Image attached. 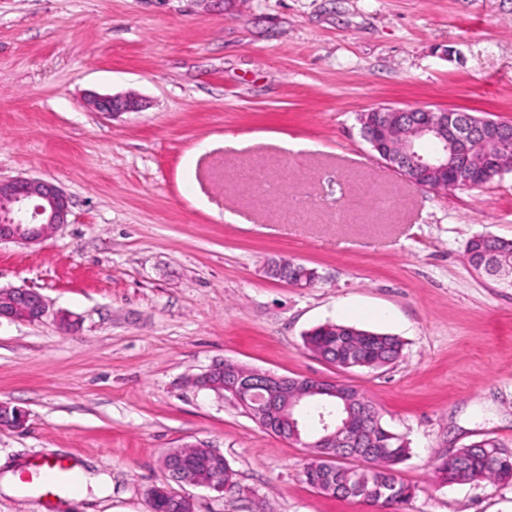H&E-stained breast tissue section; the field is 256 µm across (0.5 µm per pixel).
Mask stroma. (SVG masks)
Listing matches in <instances>:
<instances>
[{
  "mask_svg": "<svg viewBox=\"0 0 512 512\" xmlns=\"http://www.w3.org/2000/svg\"><path fill=\"white\" fill-rule=\"evenodd\" d=\"M91 91L142 108L103 115ZM379 106L512 120V0H0V178L71 202L41 244L0 243V289L50 310L0 322V401L28 417L0 430V458L25 479L52 459L112 478L80 498L0 493V512H150L163 454L200 442L237 487L176 485L195 512H372L314 490L305 448L193 385L221 360L364 392L409 444L406 512H512V483L433 479L482 438L512 451V288L465 252L512 240V173L413 185L360 137ZM273 258L319 279H271ZM326 322L403 355L339 374L303 344Z\"/></svg>",
  "mask_w": 512,
  "mask_h": 512,
  "instance_id": "stroma-1",
  "label": "stroma"
}]
</instances>
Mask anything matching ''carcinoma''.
I'll list each match as a JSON object with an SVG mask.
<instances>
[{
    "instance_id": "obj_1",
    "label": "carcinoma",
    "mask_w": 512,
    "mask_h": 512,
    "mask_svg": "<svg viewBox=\"0 0 512 512\" xmlns=\"http://www.w3.org/2000/svg\"><path fill=\"white\" fill-rule=\"evenodd\" d=\"M466 254L470 265L477 271L486 272L492 264L509 268L512 267V240L475 235L467 242ZM304 346L328 363L335 361L341 352L356 369H380L399 360L404 344L398 337L387 333L325 323L304 336ZM336 389L345 396L358 399L360 405L374 414L367 447L351 448L346 453L335 448L330 458H323L317 449H311L312 458L303 468L305 481L313 488L321 487L326 494L356 498L380 512H400L415 497V488L398 476V466L409 455L408 442L383 425L375 403L363 392L340 382L336 383ZM249 416L276 436L288 438L269 406L252 402ZM477 444L496 449L493 461L487 462L480 456H472L463 462L442 457L434 468L437 481L443 485L480 480L512 482V452L502 449L493 438H483ZM169 453L185 460L187 472L223 485L226 492L235 490V471L227 461L222 467L214 464L213 449L207 445L199 443L171 448Z\"/></svg>"
}]
</instances>
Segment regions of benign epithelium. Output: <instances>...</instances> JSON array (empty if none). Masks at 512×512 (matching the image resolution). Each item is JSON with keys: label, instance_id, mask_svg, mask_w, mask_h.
Here are the masks:
<instances>
[{"label": "benign epithelium", "instance_id": "1", "mask_svg": "<svg viewBox=\"0 0 512 512\" xmlns=\"http://www.w3.org/2000/svg\"><path fill=\"white\" fill-rule=\"evenodd\" d=\"M87 104L96 112L112 115L116 112H137L140 100L133 96L91 94ZM376 117L365 128V138L375 145L380 159L391 169L416 186L439 190L450 186L463 187L469 182L448 184V156L469 155L471 143L479 136L490 134L507 151H512V120L487 118L480 124L454 113L452 109L400 108L382 106L374 108ZM425 136L438 141V151L421 154L414 149V142ZM70 200L56 184L25 177L0 179V243L12 242L35 245L43 242L59 226L69 223ZM0 295L9 299V306H0V319L14 321L17 312L23 311L29 320L38 321L48 314L45 297L31 288L12 287L0 289ZM292 377L255 369L251 377L234 384L224 382V363L212 365L195 379L201 389H209L227 397L230 402L248 405V401L277 399L278 414L288 417L292 431L288 441L306 446L308 437L301 434L296 412L308 402L325 400L336 394L325 377H302L297 389L288 391ZM321 435L328 444L344 446L348 443L346 429L348 418L337 410L319 418ZM26 423L25 412L0 401V428L20 429ZM162 467L176 483L211 487V482L180 471L172 457L163 459ZM154 510L160 512L165 504L174 502L183 512H194L192 498L174 492L164 484L153 487L149 494Z\"/></svg>", "mask_w": 512, "mask_h": 512}]
</instances>
